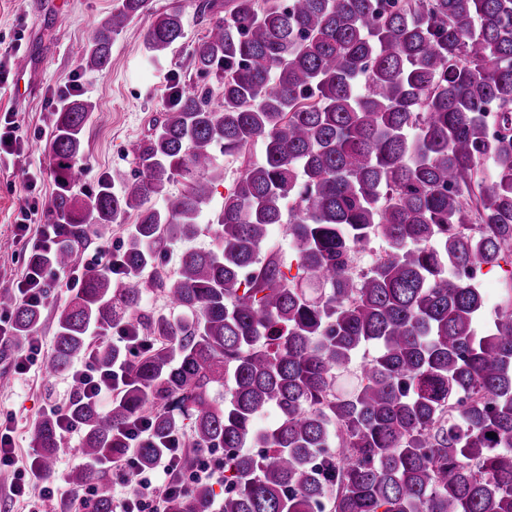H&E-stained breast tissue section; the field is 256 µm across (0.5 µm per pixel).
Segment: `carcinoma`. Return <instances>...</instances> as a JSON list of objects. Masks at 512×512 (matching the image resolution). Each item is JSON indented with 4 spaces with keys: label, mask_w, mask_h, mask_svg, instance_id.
Returning <instances> with one entry per match:
<instances>
[{
    "label": "carcinoma",
    "mask_w": 512,
    "mask_h": 512,
    "mask_svg": "<svg viewBox=\"0 0 512 512\" xmlns=\"http://www.w3.org/2000/svg\"><path fill=\"white\" fill-rule=\"evenodd\" d=\"M148 8L121 0L81 66L107 70L114 35ZM199 12L215 20L190 61L218 93L173 89L134 149L137 174L75 193L94 106L56 115L52 212L71 231L31 265L67 269L86 231L106 241L134 217L124 274L87 273L56 314L50 368L93 347L121 379L106 408L71 385L61 415L86 463L68 485L94 489L90 512H114L106 466L150 470L177 442L185 470L224 451V499L193 482L163 512H512V289L480 332L486 298L471 281L512 260V0H203ZM183 36L172 11L143 42L160 57ZM257 145L210 225L214 247L163 276L162 250L198 235L224 180L217 153ZM275 225L296 251L292 279L262 258ZM376 238L385 255L356 268L354 249ZM149 271L180 317L144 309ZM0 307L16 338L33 336L41 309L8 292ZM141 332L129 353L123 336ZM269 407L278 420L260 428ZM31 443L34 470L54 478L58 415Z\"/></svg>",
    "instance_id": "cac0c4a2"
}]
</instances>
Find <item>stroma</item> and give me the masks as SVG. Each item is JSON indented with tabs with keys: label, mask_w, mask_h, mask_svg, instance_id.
<instances>
[{
	"label": "stroma",
	"mask_w": 512,
	"mask_h": 512,
	"mask_svg": "<svg viewBox=\"0 0 512 512\" xmlns=\"http://www.w3.org/2000/svg\"><path fill=\"white\" fill-rule=\"evenodd\" d=\"M120 0H0V116L11 113L22 143L20 151L0 153V291L12 290L29 265L33 243L19 239L15 225L27 192L26 173L38 175L41 193L32 224L43 223L56 192L46 149L55 131V92L78 80L82 99L95 104L84 129L83 192L96 189L115 169L136 170L133 148L168 105L172 85L191 91L201 85L189 52L207 27L200 0H150L148 13L127 23L112 43L107 71H85L78 51L94 28L116 10ZM181 9L184 38L160 59L149 58L143 32L155 13ZM62 277H54L35 333L45 353L30 372L0 389V413L11 414L19 466L32 462L35 422L62 410L70 397V378L52 372L46 353L56 332L55 313L70 299Z\"/></svg>",
	"instance_id": "obj_1"
}]
</instances>
